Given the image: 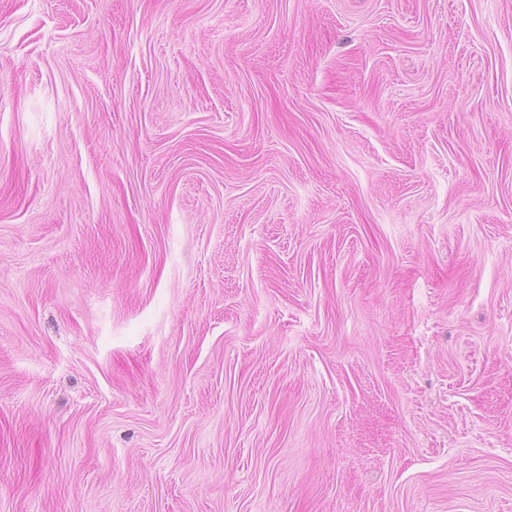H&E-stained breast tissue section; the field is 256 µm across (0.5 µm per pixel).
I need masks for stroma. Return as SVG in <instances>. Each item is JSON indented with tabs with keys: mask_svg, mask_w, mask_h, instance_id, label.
<instances>
[{
	"mask_svg": "<svg viewBox=\"0 0 512 512\" xmlns=\"http://www.w3.org/2000/svg\"><path fill=\"white\" fill-rule=\"evenodd\" d=\"M0 512H512V0H0Z\"/></svg>",
	"mask_w": 512,
	"mask_h": 512,
	"instance_id": "1",
	"label": "stroma"
}]
</instances>
